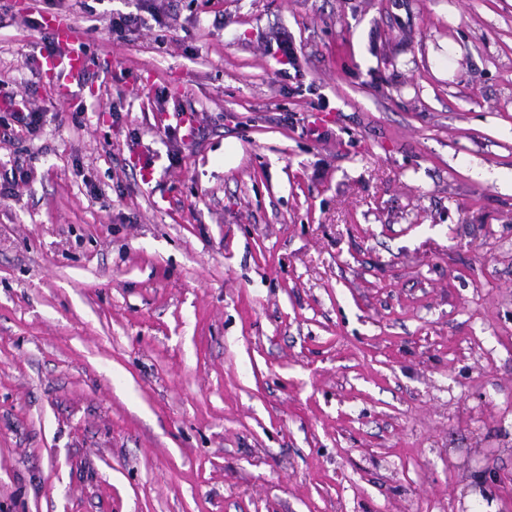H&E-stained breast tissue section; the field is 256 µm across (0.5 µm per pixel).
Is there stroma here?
Here are the masks:
<instances>
[{"label": "stroma", "instance_id": "obj_1", "mask_svg": "<svg viewBox=\"0 0 512 512\" xmlns=\"http://www.w3.org/2000/svg\"><path fill=\"white\" fill-rule=\"evenodd\" d=\"M0 3V512H512V0ZM56 36L60 45L67 48L61 56H55V50L48 51L50 58L46 63L45 71L50 75H59L66 83L77 82L88 67L87 58L80 52L71 49L78 39V30L71 24H57Z\"/></svg>", "mask_w": 512, "mask_h": 512}]
</instances>
